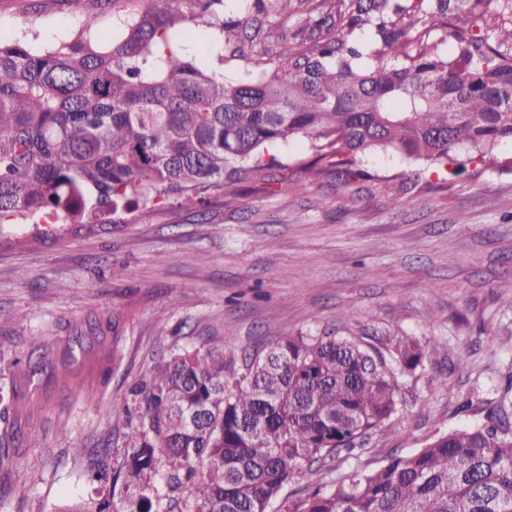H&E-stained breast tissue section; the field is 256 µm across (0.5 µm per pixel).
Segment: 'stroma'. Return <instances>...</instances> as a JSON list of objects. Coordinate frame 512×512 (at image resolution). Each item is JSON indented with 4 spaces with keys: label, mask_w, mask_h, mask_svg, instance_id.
I'll return each mask as SVG.
<instances>
[{
    "label": "stroma",
    "mask_w": 512,
    "mask_h": 512,
    "mask_svg": "<svg viewBox=\"0 0 512 512\" xmlns=\"http://www.w3.org/2000/svg\"><path fill=\"white\" fill-rule=\"evenodd\" d=\"M33 4L27 22L0 0V33L45 46L98 12L97 0ZM275 154L287 192L239 184L233 210L214 190L203 208L174 200L92 233L62 224L44 242L30 224L0 228V419L21 432L19 455L0 467V512L96 506L94 451L123 441L113 400L185 348L220 343L237 355L324 332L428 347L401 380L392 430L326 457L271 512L498 409L512 377V172L476 163L448 178L427 161L365 154L369 173L414 181L395 205L371 184L342 192L333 176L292 169L306 140Z\"/></svg>",
    "instance_id": "35a3bbf8"
}]
</instances>
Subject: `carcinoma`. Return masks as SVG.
<instances>
[{"label": "carcinoma", "mask_w": 512, "mask_h": 512, "mask_svg": "<svg viewBox=\"0 0 512 512\" xmlns=\"http://www.w3.org/2000/svg\"><path fill=\"white\" fill-rule=\"evenodd\" d=\"M293 2L253 0L219 24V63L250 76L235 86L177 42L223 0H135L112 32L86 20L42 47L1 36L0 227L125 224L222 188L229 207L230 186L265 180L270 150L296 139L316 155L298 170L339 188L369 177L359 156L377 149L451 175L477 161L512 171L497 157L512 142V0H321L273 55L258 19ZM425 358L414 340L385 353L332 333L239 359L174 353L112 401L122 459L95 470V512H268L295 476L391 429L400 378ZM16 443L0 430V465ZM288 512H512V418L439 433Z\"/></svg>", "instance_id": "obj_1"}]
</instances>
